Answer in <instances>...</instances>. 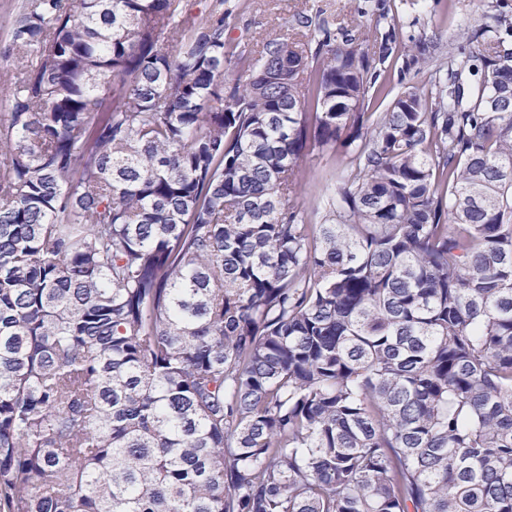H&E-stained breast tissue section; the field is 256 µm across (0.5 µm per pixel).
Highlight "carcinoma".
<instances>
[{"label":"carcinoma","instance_id":"cac0c4a2","mask_svg":"<svg viewBox=\"0 0 512 512\" xmlns=\"http://www.w3.org/2000/svg\"><path fill=\"white\" fill-rule=\"evenodd\" d=\"M200 4L9 28L0 512H512V13L446 49L366 0L235 54ZM345 158L341 151L328 149L316 151L307 159L308 177L302 188L301 199L315 222H320L324 214V201L336 178L343 173Z\"/></svg>","mask_w":512,"mask_h":512}]
</instances>
